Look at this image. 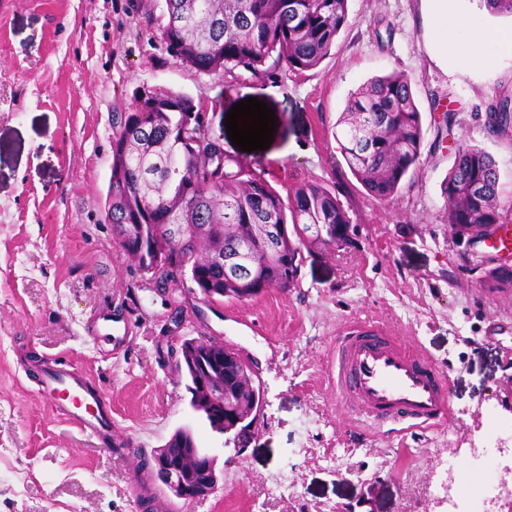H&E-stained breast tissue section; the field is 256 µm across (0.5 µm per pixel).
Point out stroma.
Returning a JSON list of instances; mask_svg holds the SVG:
<instances>
[{"label":"stroma","instance_id":"obj_1","mask_svg":"<svg viewBox=\"0 0 512 512\" xmlns=\"http://www.w3.org/2000/svg\"><path fill=\"white\" fill-rule=\"evenodd\" d=\"M134 2L0 0V512H142L139 458L90 447L40 394L53 362L105 390L119 433L145 454L181 427L211 449L219 488L180 512H470L483 491L477 459L493 449L498 512L512 490V287L485 285L491 244H454L441 184L464 138L492 156L500 204L512 207V140L483 125L491 97L512 87V51L491 68L447 64L425 0H349L318 67L258 80L176 64ZM394 72L422 114L421 165L378 200L334 131L353 91ZM146 85L191 96L224 139L234 104L266 102L270 148L225 139V152L280 195L307 181L335 190L352 220L347 244L305 251L294 286L247 301L207 298L187 277L156 283L105 219L112 136ZM100 302L122 340L106 356L87 334ZM364 321L445 372L442 425L403 435L342 407L330 360ZM201 337L223 340L264 382L259 418L232 442L192 411L178 370L182 341Z\"/></svg>","mask_w":512,"mask_h":512}]
</instances>
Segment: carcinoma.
<instances>
[{"label":"carcinoma","mask_w":512,"mask_h":512,"mask_svg":"<svg viewBox=\"0 0 512 512\" xmlns=\"http://www.w3.org/2000/svg\"><path fill=\"white\" fill-rule=\"evenodd\" d=\"M146 23L175 62L208 72L240 71L254 79L316 68L330 54L348 15L349 0H140ZM489 131L512 138V91L496 93L486 108ZM203 124L191 97L165 90L127 113L112 137V173L105 216L121 248L150 269L155 249L167 251L172 279L188 276L207 296L247 300L297 279L302 250L336 245V225L351 218L336 193L316 181L287 198L240 162L219 163L207 149L181 139V127ZM343 158L367 193H398L420 165L422 115L408 79H372L347 100L336 123ZM443 184L448 223L479 232L502 223L499 172L482 148L460 139ZM277 230L283 251L272 256L264 230ZM190 406L206 420L218 400L202 397L198 377L184 366ZM249 375L224 363V394L252 405ZM193 447L177 429L167 448Z\"/></svg>","instance_id":"carcinoma-1"}]
</instances>
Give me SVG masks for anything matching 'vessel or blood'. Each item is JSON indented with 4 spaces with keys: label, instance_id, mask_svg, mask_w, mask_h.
Listing matches in <instances>:
<instances>
[{
    "label": "vessel or blood",
    "instance_id": "b4317fda",
    "mask_svg": "<svg viewBox=\"0 0 512 512\" xmlns=\"http://www.w3.org/2000/svg\"><path fill=\"white\" fill-rule=\"evenodd\" d=\"M333 371L344 403L368 422L431 429L449 411L443 373L374 324L357 323L345 332L336 345ZM42 389L56 396L59 414L95 448L119 456L112 446L116 431L110 402L89 377L49 365Z\"/></svg>",
    "mask_w": 512,
    "mask_h": 512
}]
</instances>
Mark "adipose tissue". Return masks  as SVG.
<instances>
[{
    "label": "adipose tissue",
    "mask_w": 512,
    "mask_h": 512,
    "mask_svg": "<svg viewBox=\"0 0 512 512\" xmlns=\"http://www.w3.org/2000/svg\"><path fill=\"white\" fill-rule=\"evenodd\" d=\"M430 37L440 56L477 68L494 66L490 47L512 43V36L485 25L477 14L459 9L458 0H428Z\"/></svg>",
    "instance_id": "1"
}]
</instances>
